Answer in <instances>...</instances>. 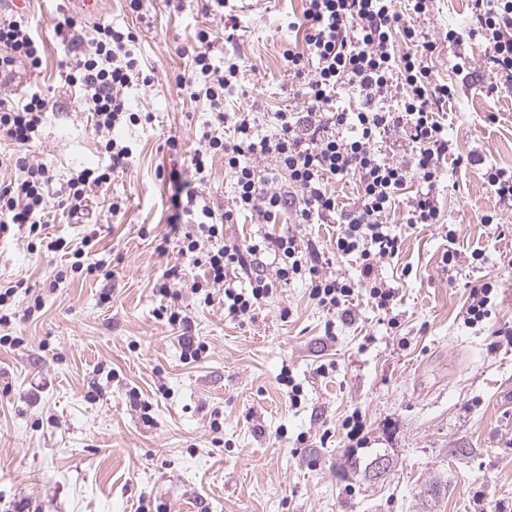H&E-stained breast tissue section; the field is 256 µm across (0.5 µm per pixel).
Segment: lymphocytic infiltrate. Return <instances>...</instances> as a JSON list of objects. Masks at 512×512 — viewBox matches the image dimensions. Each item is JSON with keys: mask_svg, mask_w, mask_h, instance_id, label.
Wrapping results in <instances>:
<instances>
[{"mask_svg": "<svg viewBox=\"0 0 512 512\" xmlns=\"http://www.w3.org/2000/svg\"><path fill=\"white\" fill-rule=\"evenodd\" d=\"M394 2L304 0L301 15L288 22L298 39L283 54L296 105L270 113L273 130L265 135L257 130L256 113L227 105L246 70L242 58L214 56L217 40L235 44L237 26L225 27L220 36L209 27L196 28L182 47L191 67L176 75L175 84L189 98H204L211 117L200 129L201 146L193 153H184L179 137L166 140L171 154L183 158L167 176L172 209L167 222L178 254L203 271L189 288L204 305L222 303L225 314L237 319L298 280L327 313L353 317L352 302L366 294L377 309L392 314L396 289L383 280L380 269L398 258L401 237L386 219L416 181L421 189L408 202L407 225L442 223L438 186L447 160L457 168L482 165L484 183L500 206L483 214L482 223H498L500 210L512 211V169L457 153L448 138L446 106L457 93L427 62L436 41L411 23L427 17L434 0H407L404 14ZM471 12L470 23L448 29L444 39L457 49L453 68L460 73L471 68L466 44L486 43V65L494 76L486 93L494 96L512 87V0H472ZM95 32L90 49L60 65L65 85L81 90V104L91 112L100 147L109 157L106 167H85L69 178L67 194L57 203L72 216L86 210L93 188L109 184L129 164L133 150L114 132L141 124L128 94L151 81L133 51L138 40L133 30L100 24ZM45 54V42L27 13L0 11V85L11 83L19 71L42 69ZM396 85L402 88L397 98L392 95ZM340 89L357 98L355 108L337 106ZM47 112L41 92L17 99L1 96L0 140L31 146ZM400 132L410 150L400 160H386L381 145ZM218 156L233 181V196L222 206L198 190ZM14 168V176L0 179V236L16 230L38 234L55 203L49 194L54 173L23 157ZM342 181L356 186L347 206L329 188ZM284 210L292 214L293 229L264 233L246 244L224 237L225 225L240 217L269 225ZM331 223L340 226L337 255L355 258L359 278L327 271L315 242L298 230L302 224ZM241 274L248 287H236Z\"/></svg>", "mask_w": 512, "mask_h": 512, "instance_id": "lymphocytic-infiltrate-1", "label": "lymphocytic infiltrate"}]
</instances>
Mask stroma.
<instances>
[{
    "instance_id": "stroma-1",
    "label": "stroma",
    "mask_w": 512,
    "mask_h": 512,
    "mask_svg": "<svg viewBox=\"0 0 512 512\" xmlns=\"http://www.w3.org/2000/svg\"><path fill=\"white\" fill-rule=\"evenodd\" d=\"M145 8L135 16L122 0H105L100 19L137 33L135 51L152 78L131 101L152 122L123 132L131 163L92 192L83 216L55 207L42 238H0V286L16 289L0 335L21 339L0 347V512H512V344L493 334L512 329V212L502 217L505 232L480 223L495 206L480 167L447 171L440 206L456 243L437 226L409 228L391 216L403 243L382 276L398 290V327L364 297L354 321L333 319L298 281L247 316L225 317L222 305L200 304L188 287L202 269L176 249H157L168 231L163 175L177 162L165 141L176 135L194 150L210 117L175 85L191 66L180 49L195 27L220 31L224 23L205 15L201 0H182L178 11L147 0ZM301 10V0L237 9L235 50L248 71L231 108H288L286 21ZM30 12L47 63L40 74L19 73L5 91L41 90L53 110L32 147L2 142L0 159L22 153L47 163L57 197L74 169L109 163L80 90L66 89L58 68L90 46L96 22L79 19L64 43L54 23L69 14L66 0H35ZM470 17L469 0H438L416 26L440 39ZM431 62L459 87L448 132L460 152L512 169V91L489 97L481 81L456 75L447 44ZM338 230L305 228L336 274L358 278L354 258L334 255ZM86 236L90 260L106 259V271L71 273L68 251ZM50 238L66 249L47 250ZM451 246L461 258L446 273L439 260ZM477 248L486 256L480 264L470 257ZM173 267L179 278L169 277ZM489 280L497 284L490 319L465 324L470 286ZM161 283L187 324L160 318ZM190 339L207 351L189 363L182 353ZM289 378L301 388L296 406ZM354 414L365 424L362 448L343 427ZM384 451L394 459L385 480L349 467V458ZM435 477L442 487L427 509L422 491Z\"/></svg>"
}]
</instances>
